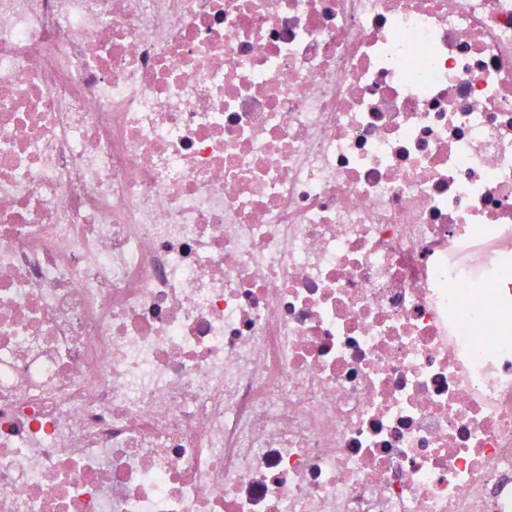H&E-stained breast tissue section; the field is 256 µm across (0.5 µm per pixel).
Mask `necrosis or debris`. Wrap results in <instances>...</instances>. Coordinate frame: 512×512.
Segmentation results:
<instances>
[{
	"mask_svg": "<svg viewBox=\"0 0 512 512\" xmlns=\"http://www.w3.org/2000/svg\"><path fill=\"white\" fill-rule=\"evenodd\" d=\"M0 512H512V0H0Z\"/></svg>",
	"mask_w": 512,
	"mask_h": 512,
	"instance_id": "obj_1",
	"label": "necrosis or debris"
}]
</instances>
